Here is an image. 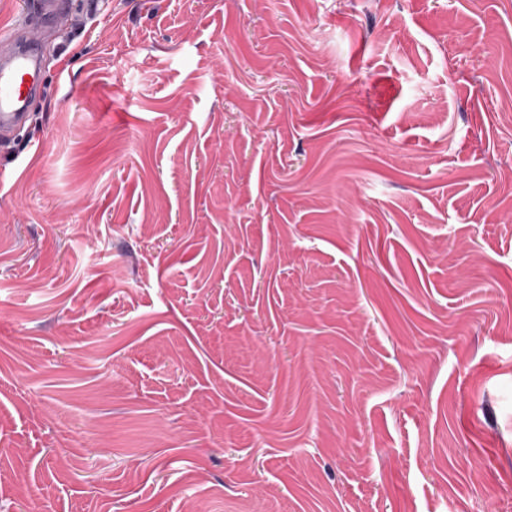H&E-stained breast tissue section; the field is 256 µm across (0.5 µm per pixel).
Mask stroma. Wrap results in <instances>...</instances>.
<instances>
[{"label": "stroma", "mask_w": 512, "mask_h": 512, "mask_svg": "<svg viewBox=\"0 0 512 512\" xmlns=\"http://www.w3.org/2000/svg\"><path fill=\"white\" fill-rule=\"evenodd\" d=\"M64 2L0 512H512V0Z\"/></svg>", "instance_id": "35a3bbf8"}]
</instances>
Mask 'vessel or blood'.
<instances>
[{
  "mask_svg": "<svg viewBox=\"0 0 512 512\" xmlns=\"http://www.w3.org/2000/svg\"><path fill=\"white\" fill-rule=\"evenodd\" d=\"M42 86L40 48L26 28L0 34V135L14 132L26 121L29 101Z\"/></svg>",
  "mask_w": 512,
  "mask_h": 512,
  "instance_id": "1",
  "label": "vessel or blood"
}]
</instances>
